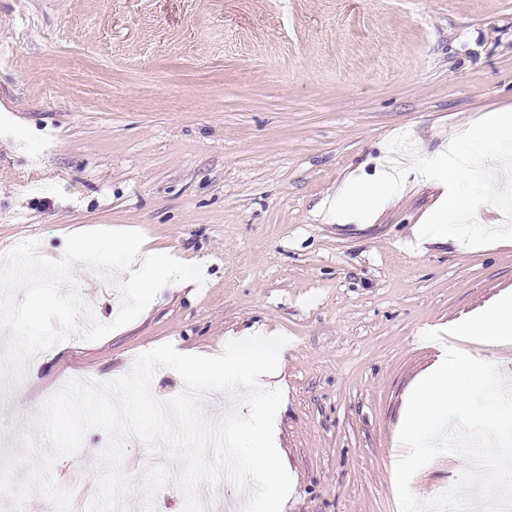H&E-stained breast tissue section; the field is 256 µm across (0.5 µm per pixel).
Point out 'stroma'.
<instances>
[{"instance_id":"35a3bbf8","label":"stroma","mask_w":512,"mask_h":512,"mask_svg":"<svg viewBox=\"0 0 512 512\" xmlns=\"http://www.w3.org/2000/svg\"><path fill=\"white\" fill-rule=\"evenodd\" d=\"M503 107L512 0H0V254L35 239L57 260L70 233L130 229L200 280L35 357L0 401V447L75 375L109 382L161 344L215 352L258 324L289 340L282 512H400V417L439 349L423 335L512 293V241L416 247L440 190L410 169L373 223L324 208L388 169L391 139L409 136V168ZM74 275L111 322L116 286ZM107 442L90 431L55 466L74 512ZM465 465L436 457L413 495Z\"/></svg>"}]
</instances>
